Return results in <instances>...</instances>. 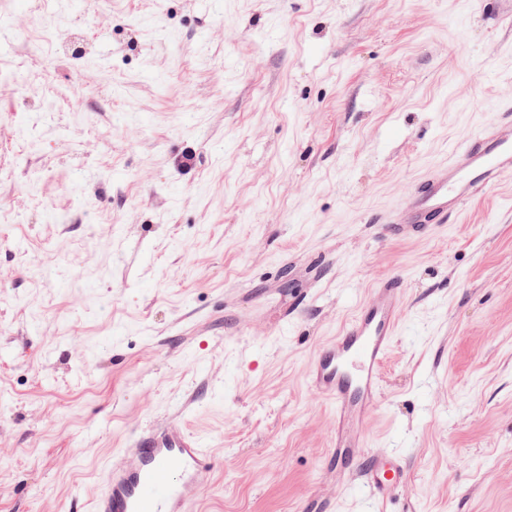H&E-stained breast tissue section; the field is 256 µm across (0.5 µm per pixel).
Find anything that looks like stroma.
Returning <instances> with one entry per match:
<instances>
[{
    "label": "stroma",
    "mask_w": 512,
    "mask_h": 512,
    "mask_svg": "<svg viewBox=\"0 0 512 512\" xmlns=\"http://www.w3.org/2000/svg\"><path fill=\"white\" fill-rule=\"evenodd\" d=\"M509 6L0 0V512H90L172 418L217 458L192 512H512V180L378 222L512 100ZM392 276L385 504L326 478L306 369Z\"/></svg>",
    "instance_id": "obj_1"
}]
</instances>
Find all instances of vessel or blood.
Instances as JSON below:
<instances>
[{
    "label": "vessel or blood",
    "instance_id": "vessel-or-blood-1",
    "mask_svg": "<svg viewBox=\"0 0 512 512\" xmlns=\"http://www.w3.org/2000/svg\"><path fill=\"white\" fill-rule=\"evenodd\" d=\"M512 178V101L496 119L456 142L446 165L420 179L385 222L399 239L454 223L476 199ZM403 300L400 279L378 282L368 301L308 365L310 388L336 408V473L347 486L387 500L405 472L387 455L364 450V421L382 401L380 371L395 336ZM215 456L200 437L165 423L136 435L127 457L112 460L96 512H189L198 478Z\"/></svg>",
    "mask_w": 512,
    "mask_h": 512
}]
</instances>
